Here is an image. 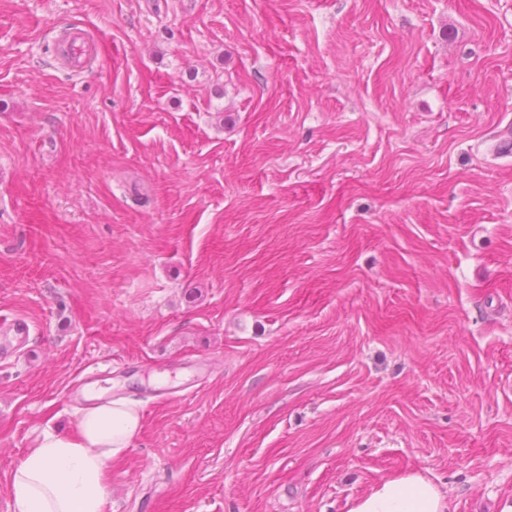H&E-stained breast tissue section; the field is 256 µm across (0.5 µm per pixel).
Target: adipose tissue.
<instances>
[{"mask_svg": "<svg viewBox=\"0 0 512 512\" xmlns=\"http://www.w3.org/2000/svg\"><path fill=\"white\" fill-rule=\"evenodd\" d=\"M140 425L136 404L108 400L83 411L76 434L44 430L10 474L15 512H106L108 462ZM349 512H448V502L430 479L409 473L380 481Z\"/></svg>", "mask_w": 512, "mask_h": 512, "instance_id": "ef3b65f1", "label": "adipose tissue"}]
</instances>
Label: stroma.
<instances>
[{"label": "stroma", "mask_w": 512, "mask_h": 512, "mask_svg": "<svg viewBox=\"0 0 512 512\" xmlns=\"http://www.w3.org/2000/svg\"><path fill=\"white\" fill-rule=\"evenodd\" d=\"M511 131L512 0H0V512L88 368L107 512H502ZM67 58L73 69L81 70L90 56L92 42L81 28L70 30L64 39ZM30 329L28 323L21 319H13L5 330L0 333V354L3 356L10 351L24 346L29 339ZM438 486L419 473L387 478L353 502L349 512H447Z\"/></svg>", "instance_id": "stroma-1"}]
</instances>
